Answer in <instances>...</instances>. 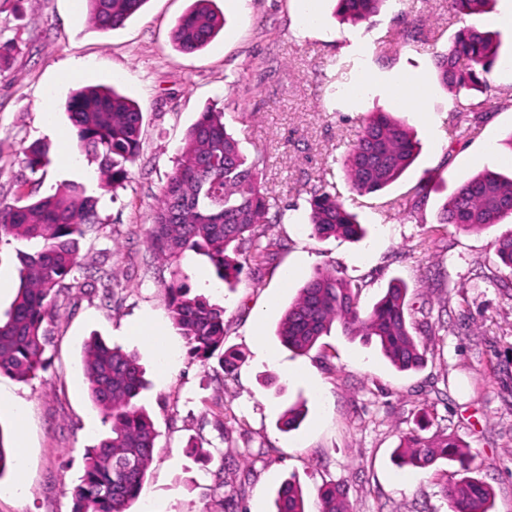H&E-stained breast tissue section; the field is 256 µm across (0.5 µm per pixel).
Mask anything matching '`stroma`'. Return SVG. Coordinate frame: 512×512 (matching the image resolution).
Masks as SVG:
<instances>
[{"instance_id":"stroma-1","label":"stroma","mask_w":512,"mask_h":512,"mask_svg":"<svg viewBox=\"0 0 512 512\" xmlns=\"http://www.w3.org/2000/svg\"><path fill=\"white\" fill-rule=\"evenodd\" d=\"M192 0H146L118 29L90 20L84 0H0V44L15 47L0 69V201L31 202L64 184H83L100 219L77 240L84 263L104 262L109 286L60 296L50 323L48 365L22 383L0 377V436L23 468L0 475V512H73L86 448L111 424L89 398L83 345L97 334L137 353L151 386L143 403L158 431L135 512H273L277 489L300 484L308 512L317 490L336 485L350 512H449L444 484L472 472L492 490V512H512V280L494 254L512 219L484 231L439 221L447 196L484 170L512 172V0L479 16L449 11L448 0H386L354 24L334 0H216L224 26L193 54L171 34ZM499 33L486 91L442 85L435 68L459 29ZM409 39L396 41L395 30ZM79 74H71V66ZM424 80L418 99L397 108L404 89ZM106 85L143 112L142 147L116 193L98 187L97 165L80 154L67 104L76 90ZM476 104L475 133H455L452 115ZM222 111L248 158H260L263 185L279 221L262 241L280 242L275 261L247 265L239 280H218L206 257L186 252L181 268L194 292L223 306L226 345L245 355L226 388L212 367L187 353L165 305L168 267L146 244L157 201L200 112ZM390 112L417 135L421 154L384 191L359 195L344 157L367 116ZM49 147L44 171L30 174L20 151ZM325 186L365 225L367 235L319 240L310 234L307 185ZM416 211L406 203L419 185ZM336 267L368 308L393 279L405 282L417 325H429L426 363L401 372L375 344L332 328L309 355L276 336L283 311L316 270ZM292 404L306 413L282 432ZM448 434L466 460L425 469L398 465L408 433ZM209 451L188 453V441ZM227 489H218L217 478Z\"/></svg>"}]
</instances>
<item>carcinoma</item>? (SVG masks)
<instances>
[{"instance_id":"obj_1","label":"carcinoma","mask_w":512,"mask_h":512,"mask_svg":"<svg viewBox=\"0 0 512 512\" xmlns=\"http://www.w3.org/2000/svg\"><path fill=\"white\" fill-rule=\"evenodd\" d=\"M90 21L101 29H116L136 14L146 0H86ZM384 0H337L336 14L358 23L376 13ZM492 0H448L450 11L463 15L487 12ZM222 17L215 0H194L176 22L172 40L178 50L203 49L220 31ZM500 43L476 27L458 30L448 52L437 56L439 81L458 90L487 87L484 74L498 58ZM67 111L77 147L98 162L99 188L110 192L129 176L141 148L143 113L138 104L106 86H88L69 100ZM420 143L406 124L387 112L371 114L344 158L351 187L372 194L394 183L416 160ZM23 163L33 174L49 164L48 151L27 147ZM309 223L313 236L341 235L360 240L366 231L336 195L313 187L309 191ZM275 198L262 185L260 161L248 159L227 133L222 113L202 112L179 149L148 230L153 254L171 267L166 286L169 318L186 341L192 357L203 364L217 359L215 380L224 385L235 376L243 355L224 347V308L191 292L181 269L187 251L208 258L216 276L232 283L242 270L239 256L255 249L260 266L275 259L280 244L254 243L258 227L269 222ZM512 215V177L486 171L461 182L446 198L440 223L464 230H484ZM98 224L96 198L84 186L70 183L35 202L0 206V243L24 241L32 252L17 250L19 284L5 316L0 318V375L19 382L45 369L50 343L49 323L56 317V298L77 283L76 274L93 278L103 266L88 268L76 249L77 238ZM500 264L512 270V233L494 240ZM358 288L332 270H317L285 310L277 336L289 350L305 356L333 326L351 338L376 343L398 370L410 371L424 361V346L413 334L407 288L391 281L372 307L362 309ZM83 368L89 396L111 431L86 449L83 474L74 488V512H132L152 461L157 431L139 396L146 389L138 357L107 345L97 336L83 348ZM302 412L291 406L280 417V429L298 427ZM404 463L426 468L439 459L463 455L446 435L436 439L411 434L401 444ZM449 512H491V491L480 479L464 477L443 487ZM320 512H348L340 490L318 488ZM275 512H307L302 488L287 480L278 488Z\"/></svg>"}]
</instances>
